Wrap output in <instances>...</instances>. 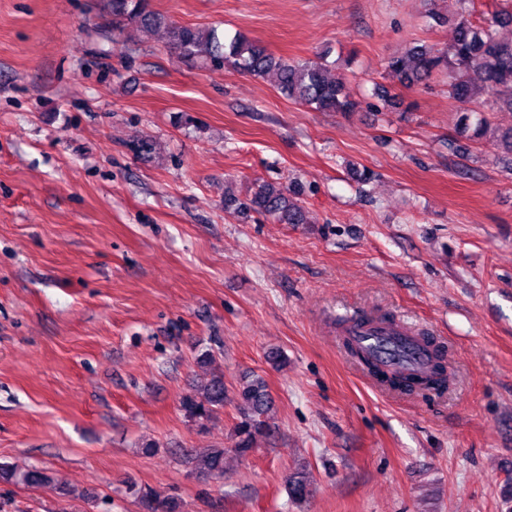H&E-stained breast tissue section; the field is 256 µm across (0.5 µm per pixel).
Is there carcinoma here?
<instances>
[{
	"label": "carcinoma",
	"mask_w": 512,
	"mask_h": 512,
	"mask_svg": "<svg viewBox=\"0 0 512 512\" xmlns=\"http://www.w3.org/2000/svg\"><path fill=\"white\" fill-rule=\"evenodd\" d=\"M458 9L452 18L454 37L445 47L427 44L411 46L407 52L388 58L387 68L408 86H416L435 74L448 76V97L459 109L457 134L473 143L485 137L490 125L482 116V99H491L492 106L512 112V38L499 35V28L512 25V10L501 9L478 21L471 19L473 0H456ZM112 26L134 25L144 32L165 28L168 49L179 57L194 59L212 66H230L252 76L270 72L276 76L280 90L318 112H352L355 103L346 92L344 78L328 75L327 68L317 62H296L277 57L256 41L238 36L229 42L220 40L215 30L170 22L162 14L151 10L147 0H110L108 4ZM246 207L254 212L272 216L282 224L307 223L304 208L290 195V188L281 183L265 184L249 198ZM423 343L431 350L432 359L426 373L414 383H406V376L399 369L382 371L361 350L351 346L353 357L368 372L382 377L392 388L413 392L415 390L443 391L448 384L446 366L439 356V345L425 336ZM227 391L224 375L213 374L195 389V394L180 401V408L190 419L202 424L224 409ZM241 422L235 429L232 452L244 457L256 443L257 437L269 430V423L262 419L271 404L265 380L256 376L244 381L236 394ZM222 446L203 448L195 455L196 470L214 479L224 478ZM14 479L24 485H40L49 475L38 469L18 470L0 463V478ZM309 473L299 468L288 477V492L294 499L307 493ZM150 512H177L174 498L156 490L139 492Z\"/></svg>",
	"instance_id": "carcinoma-1"
}]
</instances>
